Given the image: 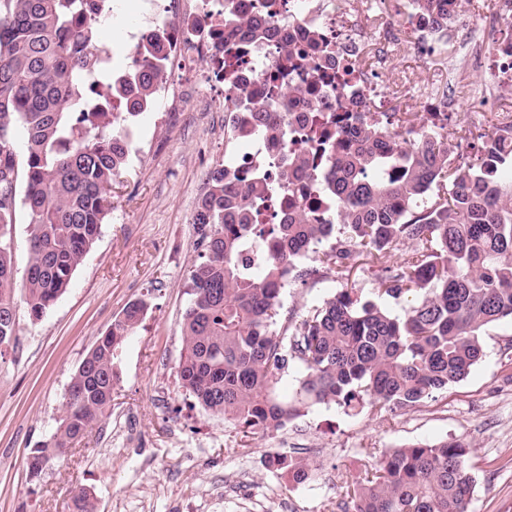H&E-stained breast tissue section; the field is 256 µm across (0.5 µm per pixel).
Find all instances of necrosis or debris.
I'll return each instance as SVG.
<instances>
[{
    "label": "necrosis or debris",
    "instance_id": "necrosis-or-debris-1",
    "mask_svg": "<svg viewBox=\"0 0 512 512\" xmlns=\"http://www.w3.org/2000/svg\"><path fill=\"white\" fill-rule=\"evenodd\" d=\"M244 17L268 18L274 37L260 39L242 32L224 33V11ZM143 19L126 27L123 45L127 66L123 78L141 71L149 44H158L166 72L155 88L154 109L169 115L182 112L183 80L207 89L216 100L237 101L238 114L267 102L273 85L301 84L306 96L292 100L291 136L287 147L254 142L237 153L234 172L251 178L279 175L291 152L306 148L303 130L311 125L335 131L334 119L346 113L366 112L379 123L396 125L402 112H425L433 129L446 131L454 101L445 93L385 88L378 79L392 51L422 58L447 46V30L425 24L412 0H400L381 29H373L363 7L345 12L336 0H142ZM512 28V0H500L493 12L471 18V34L463 59L475 67H489L490 80L512 90V45L504 35ZM290 44L298 69L282 71V46ZM302 208L317 221L330 211L313 180L301 190L281 185L271 213L287 216Z\"/></svg>",
    "mask_w": 512,
    "mask_h": 512
}]
</instances>
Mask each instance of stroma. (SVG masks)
Wrapping results in <instances>:
<instances>
[{
    "label": "stroma",
    "mask_w": 512,
    "mask_h": 512,
    "mask_svg": "<svg viewBox=\"0 0 512 512\" xmlns=\"http://www.w3.org/2000/svg\"><path fill=\"white\" fill-rule=\"evenodd\" d=\"M458 27L441 56H394L385 84L487 82L461 71ZM178 124L155 133L157 113L132 125L129 159L112 183L100 235L56 304L38 321L16 308V347L0 366V512H71V491L93 492L99 512H338L353 483L382 451L456 439L467 446L472 512H512V321L490 326L484 355L463 381L410 410L380 417L336 404L301 409L287 425L241 447L233 427L202 409L180 385V326L191 271L205 253L192 222L211 172L224 162V108L183 84ZM373 299L374 275L329 273L282 290L281 317L302 315L345 287ZM137 298L148 310L127 339L112 391V415L68 457L29 480L26 458L56 428L73 373L99 336ZM314 463V479L289 483L266 461L272 449Z\"/></svg>",
    "instance_id": "obj_1"
}]
</instances>
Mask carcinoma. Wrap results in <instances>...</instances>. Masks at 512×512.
<instances>
[{
    "label": "carcinoma",
    "instance_id": "obj_1",
    "mask_svg": "<svg viewBox=\"0 0 512 512\" xmlns=\"http://www.w3.org/2000/svg\"><path fill=\"white\" fill-rule=\"evenodd\" d=\"M429 23L446 26L460 0H414ZM247 25L271 36L264 19L244 23L224 15V30ZM97 21L85 18L81 0H0V361L15 348L17 299L41 319L65 291L96 242L112 208V181L124 168L127 116L102 133L89 111L87 73L100 69ZM162 59L134 80L135 104L148 105ZM127 91L105 81L100 99ZM272 99L252 113L245 130L224 120V167L212 172L194 212L206 243V260L191 272L192 292L182 322L177 373L205 410L231 423L242 437L277 431L300 408L334 403L374 415L409 409L469 375L481 360L485 328L512 319V152L499 148L497 131L471 143L472 160L452 162L448 141L398 133L357 116L347 138L295 152L281 180L305 173L332 203L330 224L296 211L262 224L278 183L246 181L230 172L236 145L288 141L290 113ZM24 136L23 154L14 146ZM24 185L18 195V184ZM29 216V260L17 287L12 224L18 207ZM342 238L318 265L300 260ZM412 253L396 259L401 246ZM360 264L377 274L378 296L404 300L395 313L361 301L352 288L277 325L286 280L315 281ZM148 303L129 302L73 374L57 428L26 461L33 480L79 445L112 411L117 360L141 323ZM304 373L294 401L275 386L289 364ZM466 445L453 439L411 444L381 454L353 484L342 512H470L474 480L466 471ZM269 466L300 484L313 465L278 454ZM72 512H97L95 495L73 490Z\"/></svg>",
    "mask_w": 512,
    "mask_h": 512
}]
</instances>
